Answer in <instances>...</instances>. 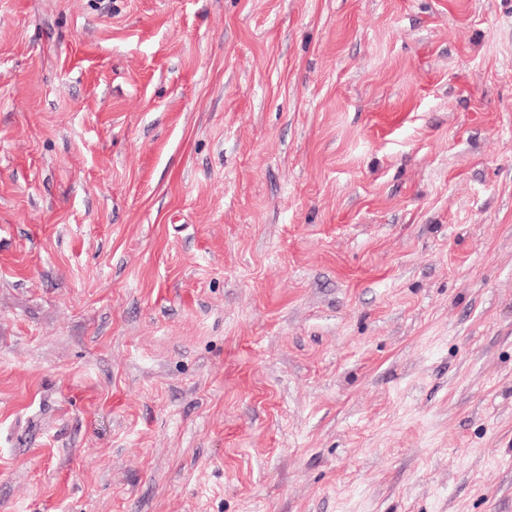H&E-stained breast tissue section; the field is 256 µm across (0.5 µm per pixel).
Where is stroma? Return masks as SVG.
I'll return each mask as SVG.
<instances>
[{
  "instance_id": "obj_1",
  "label": "stroma",
  "mask_w": 512,
  "mask_h": 512,
  "mask_svg": "<svg viewBox=\"0 0 512 512\" xmlns=\"http://www.w3.org/2000/svg\"><path fill=\"white\" fill-rule=\"evenodd\" d=\"M0 512H512V0H0Z\"/></svg>"
}]
</instances>
